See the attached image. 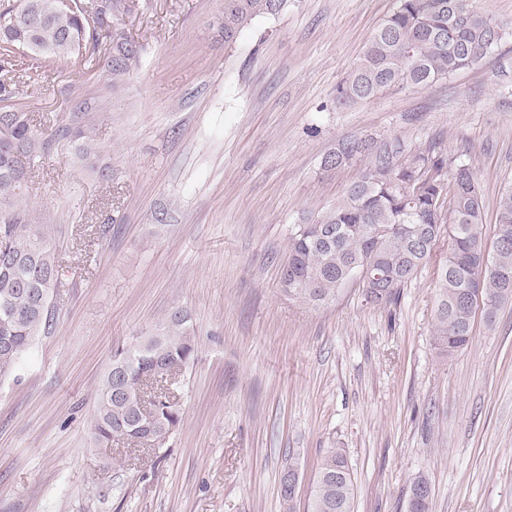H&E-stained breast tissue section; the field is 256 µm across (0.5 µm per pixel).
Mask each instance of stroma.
<instances>
[{
	"label": "stroma",
	"mask_w": 512,
	"mask_h": 512,
	"mask_svg": "<svg viewBox=\"0 0 512 512\" xmlns=\"http://www.w3.org/2000/svg\"><path fill=\"white\" fill-rule=\"evenodd\" d=\"M112 30L139 63L33 66L20 109L57 125L25 204L51 228L64 286L54 322L0 384V512H308L325 451L342 449L353 512H512V301L439 355L433 315L451 242L387 307L352 281L312 306L279 286L293 224L359 175L322 162L344 138L433 144L476 168L484 235L512 185V0H477L510 27L478 64L337 107L336 87L396 0H287L224 43V0H135ZM98 147L82 157L74 130ZM186 310L195 356L171 385L180 426L162 450L97 441L116 347Z\"/></svg>",
	"instance_id": "obj_1"
}]
</instances>
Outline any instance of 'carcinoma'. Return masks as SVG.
<instances>
[{
  "label": "carcinoma",
  "instance_id": "carcinoma-1",
  "mask_svg": "<svg viewBox=\"0 0 512 512\" xmlns=\"http://www.w3.org/2000/svg\"><path fill=\"white\" fill-rule=\"evenodd\" d=\"M63 0L0 3V102L18 93L15 51L36 61L80 57L89 65L100 54L112 25L131 13L129 0H87L91 9L68 12ZM286 0H224V43L230 45L255 18L279 13ZM42 19L36 27L25 16ZM507 23L479 11L475 0H397V7L372 34L360 58L336 89V106L377 98L392 88L424 86L469 68L497 44ZM139 58L136 44L108 49L112 73H127ZM23 167L51 157V136L18 109L0 114V381L16 373L33 340L52 327V298L63 286V270L47 225L26 211V180L13 174V150ZM370 161L343 196L327 210L295 225L279 285L288 296L320 305L336 298L357 269L372 266L387 277L373 305L396 302L427 263L442 232L451 249L438 279L434 316L438 348L451 355L468 346L477 302L464 299L471 283L481 289L487 321L512 299V242L493 250L483 234L485 203L476 169L444 156L430 144L409 150L398 138L370 149L358 138L340 141L324 160L345 166L367 152ZM448 169L450 179L441 172ZM449 204H444V201ZM512 232V187L499 196L496 232ZM187 315L176 307L155 332L113 352L98 396L93 430L97 439L151 441L161 448L180 425V413L165 395L147 401L142 390L183 372L195 354ZM430 486L418 477L408 512H429L430 497L416 489ZM354 484L345 455L330 448L322 457L310 512H352Z\"/></svg>",
  "mask_w": 512,
  "mask_h": 512
}]
</instances>
